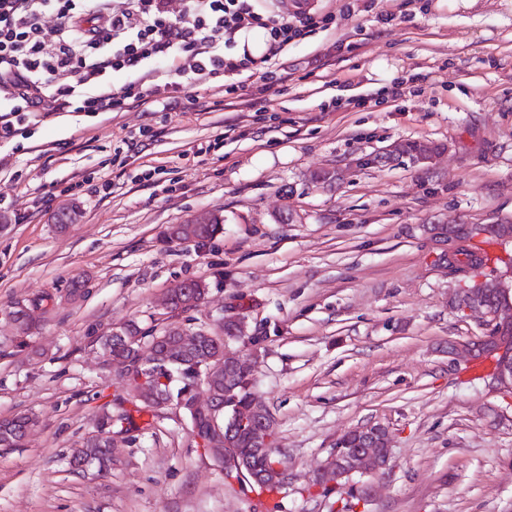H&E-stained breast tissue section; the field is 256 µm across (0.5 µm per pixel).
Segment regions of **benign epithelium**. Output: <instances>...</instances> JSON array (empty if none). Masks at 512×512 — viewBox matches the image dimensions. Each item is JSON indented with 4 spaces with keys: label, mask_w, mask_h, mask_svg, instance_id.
Returning a JSON list of instances; mask_svg holds the SVG:
<instances>
[{
    "label": "benign epithelium",
    "mask_w": 512,
    "mask_h": 512,
    "mask_svg": "<svg viewBox=\"0 0 512 512\" xmlns=\"http://www.w3.org/2000/svg\"><path fill=\"white\" fill-rule=\"evenodd\" d=\"M512 283L502 278L496 280V288H486V281L481 280L471 288H465L459 295V308L470 314H480L490 327L488 335L478 340L462 342L457 349L471 359L490 358L494 361L493 379L499 388L512 391ZM154 361H142V371L138 376L135 388L138 399L146 401L156 409L172 407V400L154 393L148 381L155 374ZM245 362L238 355L228 352L217 357L197 359L194 371L198 383L216 386L224 382V371L239 368ZM230 391H224V396H206L190 398L189 392L182 393L178 408L188 410L196 416L200 413L207 415L210 429L207 439L202 441L203 452L212 459L224 464V468L239 476H248L254 480L260 478L251 469L250 458L240 454L231 447V436L236 425L234 414L227 409L225 397ZM253 453L268 456L271 453L274 419L266 414L262 426H249ZM359 437L355 448L344 449L343 439L336 441L326 464L317 473L315 484L318 486L342 483L351 479L355 474L366 475L378 473L389 466L390 453L386 429L381 425H373L357 430Z\"/></svg>",
    "instance_id": "7a95c632"
}]
</instances>
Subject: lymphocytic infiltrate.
Instances as JSON below:
<instances>
[{"instance_id": "f902f5d3", "label": "lymphocytic infiltrate", "mask_w": 512, "mask_h": 512, "mask_svg": "<svg viewBox=\"0 0 512 512\" xmlns=\"http://www.w3.org/2000/svg\"><path fill=\"white\" fill-rule=\"evenodd\" d=\"M259 0H0V88L10 106L0 113V139L34 112H124L162 100L198 106L199 91L241 98L243 73L269 83L267 63L333 14L296 8L271 16ZM268 33L264 56L233 54L240 33ZM169 62L167 72L152 69ZM134 81L109 89L112 71Z\"/></svg>"}]
</instances>
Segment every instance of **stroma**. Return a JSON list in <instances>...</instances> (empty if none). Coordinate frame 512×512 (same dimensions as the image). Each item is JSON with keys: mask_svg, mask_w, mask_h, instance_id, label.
<instances>
[{"mask_svg": "<svg viewBox=\"0 0 512 512\" xmlns=\"http://www.w3.org/2000/svg\"><path fill=\"white\" fill-rule=\"evenodd\" d=\"M309 10L335 22L272 59L285 79L264 111L60 112L0 140V419L38 420L0 447V512H512V395L448 351L487 328L457 310L469 280L435 231L512 223V0ZM380 59L394 65L382 77ZM404 141L436 159L361 165ZM322 170L336 180L316 182ZM71 203L81 216L59 233ZM208 212L221 235L164 243ZM183 280L204 282L205 300L165 310ZM37 299L19 330L13 311ZM221 312L251 337L224 348L250 360L276 420L290 476L276 502L226 476L172 410L146 430L113 426L108 477L73 473L70 450L118 392L94 336ZM372 424L389 433V469L311 485L336 440Z\"/></svg>", "mask_w": 512, "mask_h": 512, "instance_id": "stroma-1", "label": "stroma"}]
</instances>
